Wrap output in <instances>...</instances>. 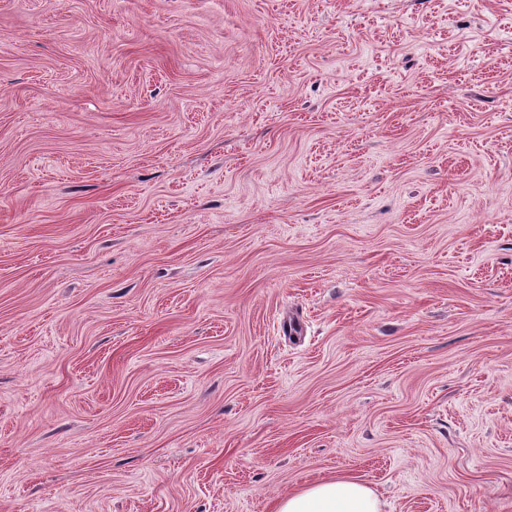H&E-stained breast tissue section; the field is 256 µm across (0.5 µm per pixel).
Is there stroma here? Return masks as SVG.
<instances>
[{"mask_svg":"<svg viewBox=\"0 0 512 512\" xmlns=\"http://www.w3.org/2000/svg\"><path fill=\"white\" fill-rule=\"evenodd\" d=\"M512 512V0H0V512ZM274 512H382V502L368 484L336 476L278 499Z\"/></svg>","mask_w":512,"mask_h":512,"instance_id":"obj_1","label":"stroma"}]
</instances>
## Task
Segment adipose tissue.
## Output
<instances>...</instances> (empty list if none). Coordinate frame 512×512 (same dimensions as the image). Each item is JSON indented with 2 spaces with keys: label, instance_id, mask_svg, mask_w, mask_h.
Here are the masks:
<instances>
[{
  "label": "adipose tissue",
  "instance_id": "adipose-tissue-1",
  "mask_svg": "<svg viewBox=\"0 0 512 512\" xmlns=\"http://www.w3.org/2000/svg\"><path fill=\"white\" fill-rule=\"evenodd\" d=\"M274 512H382V502L368 484L336 476L278 499Z\"/></svg>",
  "mask_w": 512,
  "mask_h": 512
}]
</instances>
